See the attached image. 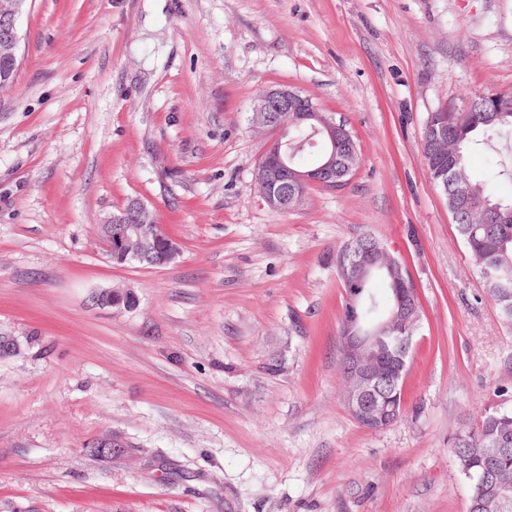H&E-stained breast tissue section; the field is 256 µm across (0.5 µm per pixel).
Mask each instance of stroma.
Masks as SVG:
<instances>
[{
	"label": "stroma",
	"mask_w": 512,
	"mask_h": 512,
	"mask_svg": "<svg viewBox=\"0 0 512 512\" xmlns=\"http://www.w3.org/2000/svg\"><path fill=\"white\" fill-rule=\"evenodd\" d=\"M0 89V512H467L448 446L512 388V330L430 182L431 112L512 95V0H30ZM288 84L361 163L285 212L249 115ZM142 199L180 252L114 265ZM395 248L423 316L404 416L371 431L339 373L333 257ZM130 289L134 308L96 292ZM118 436L120 455L95 453Z\"/></svg>",
	"instance_id": "35a3bbf8"
}]
</instances>
